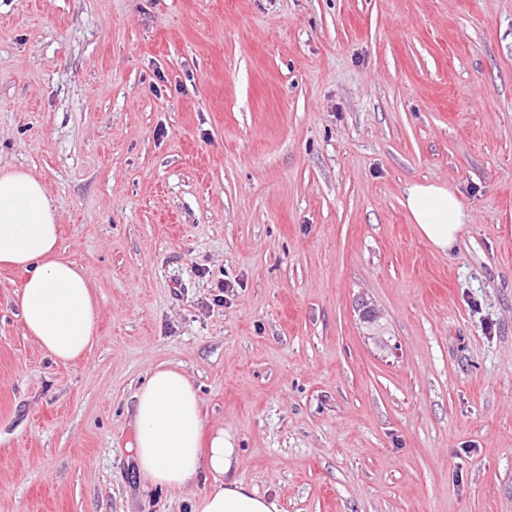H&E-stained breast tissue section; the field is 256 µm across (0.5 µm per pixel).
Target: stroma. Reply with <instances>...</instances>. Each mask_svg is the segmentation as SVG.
Here are the masks:
<instances>
[{
	"label": "stroma",
	"instance_id": "obj_1",
	"mask_svg": "<svg viewBox=\"0 0 512 512\" xmlns=\"http://www.w3.org/2000/svg\"><path fill=\"white\" fill-rule=\"evenodd\" d=\"M0 164L100 310L54 361L0 267V512H193L129 450L162 362L277 512H512V0H0ZM401 203L419 234L435 251L448 255L458 248L460 235L471 217L457 191L441 183L410 181Z\"/></svg>",
	"mask_w": 512,
	"mask_h": 512
}]
</instances>
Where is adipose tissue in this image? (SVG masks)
Masks as SVG:
<instances>
[{"label":"adipose tissue","mask_w":512,"mask_h":512,"mask_svg":"<svg viewBox=\"0 0 512 512\" xmlns=\"http://www.w3.org/2000/svg\"><path fill=\"white\" fill-rule=\"evenodd\" d=\"M402 205L435 251L457 249L470 214L454 189L411 181ZM0 264L20 275L16 299L26 334L55 360L82 357L97 338L91 279L59 249L57 216L44 183L1 165ZM134 399L133 452L141 478L155 487L187 490L200 475L211 476L194 512H275V502L235 478L238 439L206 422L198 391L182 370L157 365Z\"/></svg>","instance_id":"1"}]
</instances>
